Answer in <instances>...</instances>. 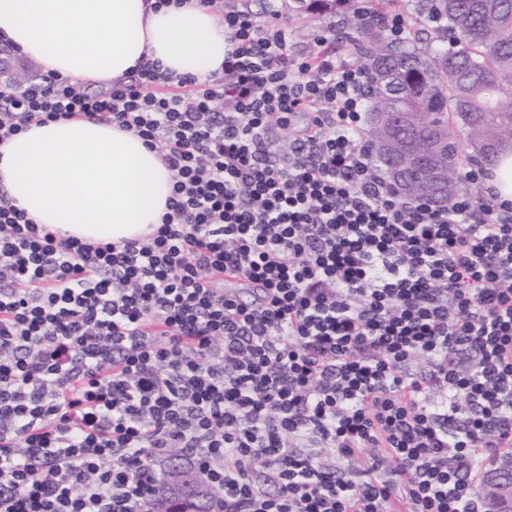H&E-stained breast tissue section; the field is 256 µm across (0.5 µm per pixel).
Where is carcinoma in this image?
I'll return each mask as SVG.
<instances>
[{
	"label": "carcinoma",
	"instance_id": "carcinoma-1",
	"mask_svg": "<svg viewBox=\"0 0 512 512\" xmlns=\"http://www.w3.org/2000/svg\"><path fill=\"white\" fill-rule=\"evenodd\" d=\"M306 8L334 14L338 28L349 29L358 62L367 69L365 87L367 136L372 122L388 112L430 114V128L396 125L389 134L399 149L410 146V166L418 169L422 141L439 143L448 159L441 203L457 193L465 161L497 163L512 151V0H409L405 23L425 19L439 24L443 36L424 48L389 42L379 23L383 9H405L404 0H370L374 6L359 13L350 0H297ZM377 170L407 199L414 198L412 177L396 175L375 143H370ZM178 474L166 468L160 477L161 495L144 506L159 512L161 505L179 503Z\"/></svg>",
	"mask_w": 512,
	"mask_h": 512
}]
</instances>
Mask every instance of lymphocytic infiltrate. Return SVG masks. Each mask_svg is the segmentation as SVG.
I'll use <instances>...</instances> for the list:
<instances>
[{
    "mask_svg": "<svg viewBox=\"0 0 512 512\" xmlns=\"http://www.w3.org/2000/svg\"><path fill=\"white\" fill-rule=\"evenodd\" d=\"M198 2L222 76L0 79V143L106 122L173 176L156 231L118 244L0 192V512H141L175 449L213 512H487L478 460L512 456V203L403 198L361 67L289 54L281 10Z\"/></svg>",
    "mask_w": 512,
    "mask_h": 512,
    "instance_id": "f902f5d3",
    "label": "lymphocytic infiltrate"
}]
</instances>
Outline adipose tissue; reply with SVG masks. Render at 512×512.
Segmentation results:
<instances>
[{"label":"adipose tissue","instance_id":"ef3b65f1","mask_svg":"<svg viewBox=\"0 0 512 512\" xmlns=\"http://www.w3.org/2000/svg\"><path fill=\"white\" fill-rule=\"evenodd\" d=\"M0 37L43 72L85 82L142 60L175 78L221 73L224 26L195 0H0ZM0 186L35 223L89 241L139 238L159 222L171 173L142 139L106 123L31 126L0 145Z\"/></svg>","mask_w":512,"mask_h":512}]
</instances>
